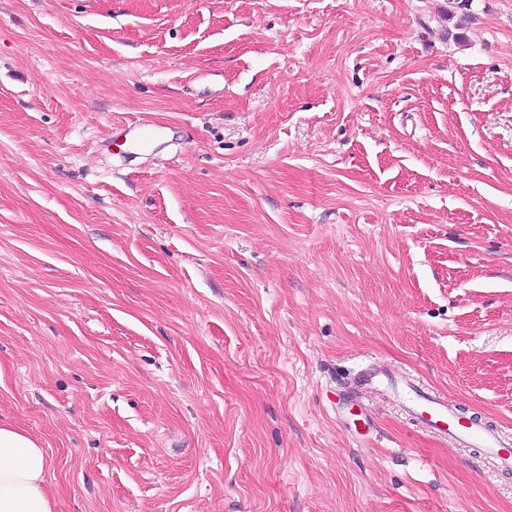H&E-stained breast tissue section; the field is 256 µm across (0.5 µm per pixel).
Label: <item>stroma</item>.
Returning a JSON list of instances; mask_svg holds the SVG:
<instances>
[{
    "mask_svg": "<svg viewBox=\"0 0 512 512\" xmlns=\"http://www.w3.org/2000/svg\"><path fill=\"white\" fill-rule=\"evenodd\" d=\"M372 361L512 432V0H0V416L56 512H512ZM150 125L146 121H130L123 124L122 131L124 133L123 144L128 148H138L146 145L149 138Z\"/></svg>",
    "mask_w": 512,
    "mask_h": 512,
    "instance_id": "obj_1",
    "label": "stroma"
}]
</instances>
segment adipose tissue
Listing matches in <instances>:
<instances>
[{
    "label": "adipose tissue",
    "instance_id": "adipose-tissue-1",
    "mask_svg": "<svg viewBox=\"0 0 512 512\" xmlns=\"http://www.w3.org/2000/svg\"><path fill=\"white\" fill-rule=\"evenodd\" d=\"M51 466L34 438L0 420V512H55L46 481Z\"/></svg>",
    "mask_w": 512,
    "mask_h": 512
}]
</instances>
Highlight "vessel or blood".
I'll return each instance as SVG.
<instances>
[{
	"label": "vessel or blood",
	"instance_id": "1",
	"mask_svg": "<svg viewBox=\"0 0 512 512\" xmlns=\"http://www.w3.org/2000/svg\"><path fill=\"white\" fill-rule=\"evenodd\" d=\"M122 131L127 147L138 148L149 141L146 122H127L123 124ZM358 383L363 393L397 396L412 425L448 441L451 446L481 449L487 464L495 470L512 471V433L475 419L461 422L455 402L430 391L413 375L373 363L360 370Z\"/></svg>",
	"mask_w": 512,
	"mask_h": 512
}]
</instances>
